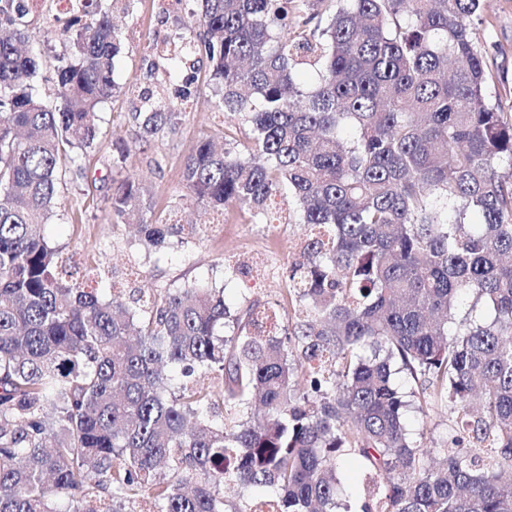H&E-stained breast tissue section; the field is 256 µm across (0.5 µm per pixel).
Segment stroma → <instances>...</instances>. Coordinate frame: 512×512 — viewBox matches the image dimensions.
<instances>
[{
    "mask_svg": "<svg viewBox=\"0 0 512 512\" xmlns=\"http://www.w3.org/2000/svg\"><path fill=\"white\" fill-rule=\"evenodd\" d=\"M197 6V0H132L128 14L118 17L122 51L116 60L115 90L102 108L97 147L84 178L60 194L46 232L53 244L75 253L85 265L115 271L126 290L156 293L209 279L223 288L230 310L252 301L279 310L288 305L286 268L306 235L305 226L256 224L236 207L224 216L214 215L187 196L181 181L184 161L200 136L211 135L219 143L244 136L241 116L214 111L207 60L197 64V95L181 110L174 129L147 144L135 143L139 128L132 115L141 106L139 92L150 89L161 100L174 91L170 63L158 58L153 47L163 44L179 18ZM51 7L50 0H37L27 29L29 44L42 61L35 85L49 102L56 99L51 77L65 54L62 40L46 36L43 15ZM473 37L492 74L489 98L512 104V0H484ZM118 137L133 144L124 172L143 188L149 205L146 219L161 221L176 214L181 223L203 229L202 239L172 234L161 246L148 249L133 229L113 224L107 198L112 193V141ZM456 422L444 407L414 409L407 415L411 431L435 455Z\"/></svg>",
    "mask_w": 512,
    "mask_h": 512,
    "instance_id": "stroma-1",
    "label": "stroma"
}]
</instances>
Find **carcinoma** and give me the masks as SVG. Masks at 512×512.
Returning <instances> with one entry per match:
<instances>
[{
    "mask_svg": "<svg viewBox=\"0 0 512 512\" xmlns=\"http://www.w3.org/2000/svg\"><path fill=\"white\" fill-rule=\"evenodd\" d=\"M481 2L336 0L325 18L311 0H200L180 21L164 55L206 57L217 108L248 126L241 150L199 139L185 187L269 224L286 186L308 229L288 312L233 315L206 281L131 301L100 271L73 277L45 226L84 177L129 0L47 16L67 41L55 106L21 47L30 0H0V512H338L343 454L372 475L355 512H512V113L487 97ZM190 98H144L140 139ZM110 208L152 243L197 234L142 219L130 178ZM415 404L461 415L439 467L408 428Z\"/></svg>",
    "mask_w": 512,
    "mask_h": 512,
    "instance_id": "obj_1",
    "label": "carcinoma"
}]
</instances>
